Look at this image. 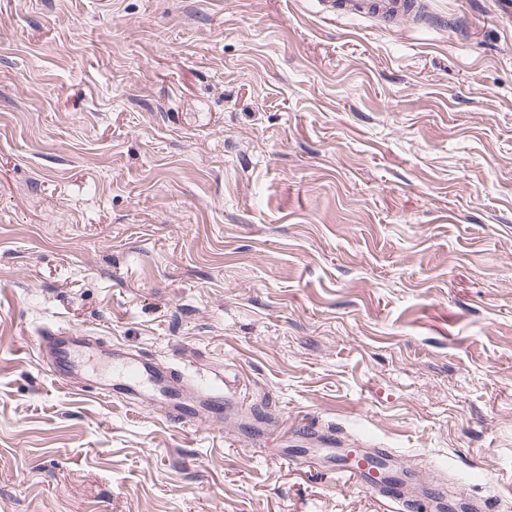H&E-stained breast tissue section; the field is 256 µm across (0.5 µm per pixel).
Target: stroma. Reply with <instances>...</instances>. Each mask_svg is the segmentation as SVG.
Wrapping results in <instances>:
<instances>
[{"instance_id": "obj_1", "label": "stroma", "mask_w": 512, "mask_h": 512, "mask_svg": "<svg viewBox=\"0 0 512 512\" xmlns=\"http://www.w3.org/2000/svg\"><path fill=\"white\" fill-rule=\"evenodd\" d=\"M426 2L0 0V512H393L313 419L512 503V24ZM47 328L239 406L175 427L59 382ZM331 12H357L372 18H397L411 14L415 0H323Z\"/></svg>"}]
</instances>
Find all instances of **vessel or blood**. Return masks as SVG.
<instances>
[{
	"label": "vessel or blood",
	"instance_id": "1",
	"mask_svg": "<svg viewBox=\"0 0 512 512\" xmlns=\"http://www.w3.org/2000/svg\"><path fill=\"white\" fill-rule=\"evenodd\" d=\"M333 12H357L372 18H397L409 15L416 0H323ZM40 358L62 382L88 381L104 397L126 396L140 403H158L167 409V422L188 424L196 421L219 423L225 410L236 401L223 385L198 384L168 364L117 346L105 347L78 331H48L35 340ZM384 448H359L349 467H338V475H349L366 492L379 495L399 512H443L447 488L433 482L424 497H410L401 477L387 474L375 479V463L389 462Z\"/></svg>",
	"mask_w": 512,
	"mask_h": 512
}]
</instances>
